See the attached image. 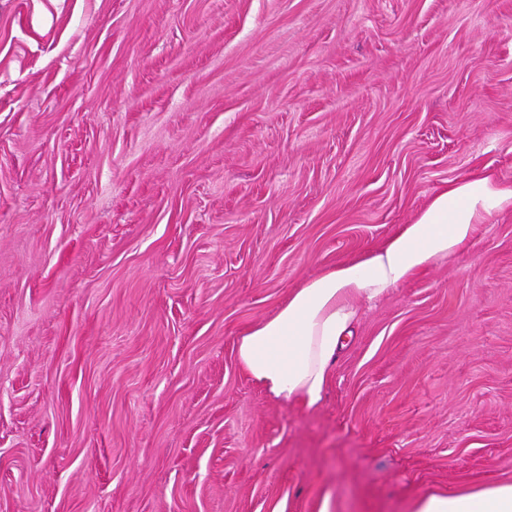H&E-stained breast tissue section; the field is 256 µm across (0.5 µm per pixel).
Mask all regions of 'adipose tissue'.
<instances>
[{
	"instance_id": "obj_1",
	"label": "adipose tissue",
	"mask_w": 512,
	"mask_h": 512,
	"mask_svg": "<svg viewBox=\"0 0 512 512\" xmlns=\"http://www.w3.org/2000/svg\"><path fill=\"white\" fill-rule=\"evenodd\" d=\"M509 208L512 185L491 175L449 183L382 246L326 269L293 291L273 317L238 336L240 368L275 399L319 406L361 306L439 265L473 239L478 225ZM411 512H512V481L428 493Z\"/></svg>"
}]
</instances>
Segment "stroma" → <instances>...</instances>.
Here are the masks:
<instances>
[{
	"label": "stroma",
	"instance_id": "obj_1",
	"mask_svg": "<svg viewBox=\"0 0 512 512\" xmlns=\"http://www.w3.org/2000/svg\"><path fill=\"white\" fill-rule=\"evenodd\" d=\"M475 172L512 184V0H0V512L512 481V209L362 307L319 407L235 350Z\"/></svg>",
	"mask_w": 512,
	"mask_h": 512
}]
</instances>
